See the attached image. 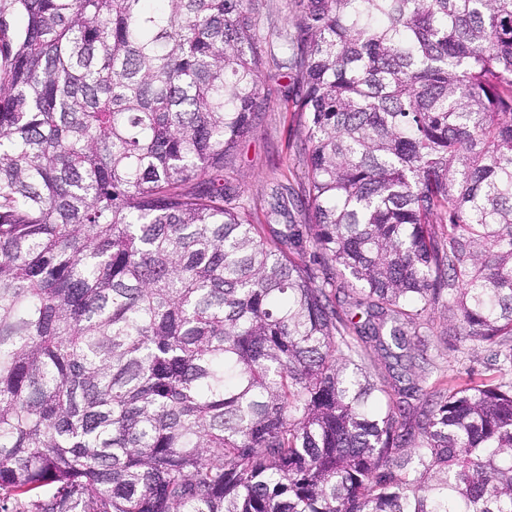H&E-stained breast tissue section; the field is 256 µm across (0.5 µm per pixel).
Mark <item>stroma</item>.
I'll use <instances>...</instances> for the list:
<instances>
[{"instance_id":"stroma-1","label":"stroma","mask_w":512,"mask_h":512,"mask_svg":"<svg viewBox=\"0 0 512 512\" xmlns=\"http://www.w3.org/2000/svg\"><path fill=\"white\" fill-rule=\"evenodd\" d=\"M294 19L293 0H257L255 4L256 37L272 50L260 77L264 104L253 133L224 166L225 186L235 190L257 221L264 218L273 186L291 187L300 196L307 184L301 136L285 98L288 79L280 67L282 37L292 29ZM421 320L432 337L430 360L415 371L423 387L437 390L451 382L465 384L498 377L503 360L495 349L444 339L446 320L441 309L428 310Z\"/></svg>"}]
</instances>
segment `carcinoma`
Here are the masks:
<instances>
[{
  "mask_svg": "<svg viewBox=\"0 0 512 512\" xmlns=\"http://www.w3.org/2000/svg\"><path fill=\"white\" fill-rule=\"evenodd\" d=\"M296 7L256 224L252 0H0V512H512V381L395 372L512 336V0ZM255 8L256 38L272 50L260 77L264 104L255 119L254 132L224 165V186L235 190L254 220L263 223L273 186L291 187L295 205L292 201L288 204L289 215L281 218L280 223L305 224L304 207L296 199L304 195L307 167L296 117L284 96L285 86L292 87L291 74L280 68L282 35L293 30L295 6L293 0H258ZM287 72L288 78L285 77Z\"/></svg>",
  "mask_w": 512,
  "mask_h": 512,
  "instance_id": "cac0c4a2",
  "label": "carcinoma"
}]
</instances>
